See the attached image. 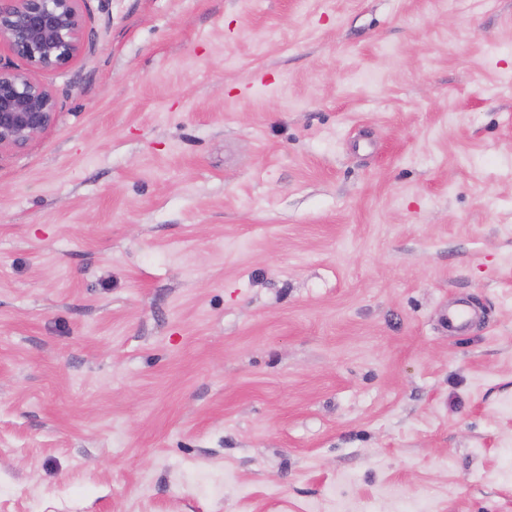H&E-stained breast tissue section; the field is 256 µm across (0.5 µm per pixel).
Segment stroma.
<instances>
[{"mask_svg":"<svg viewBox=\"0 0 512 512\" xmlns=\"http://www.w3.org/2000/svg\"><path fill=\"white\" fill-rule=\"evenodd\" d=\"M89 7L0 154V512H512V0Z\"/></svg>","mask_w":512,"mask_h":512,"instance_id":"1","label":"stroma"}]
</instances>
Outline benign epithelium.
<instances>
[{"mask_svg":"<svg viewBox=\"0 0 512 512\" xmlns=\"http://www.w3.org/2000/svg\"><path fill=\"white\" fill-rule=\"evenodd\" d=\"M87 2L0 0V45L27 65H0V153L24 149L54 124L58 101L35 73L82 58L91 37Z\"/></svg>","mask_w":512,"mask_h":512,"instance_id":"benign-epithelium-1","label":"benign epithelium"}]
</instances>
